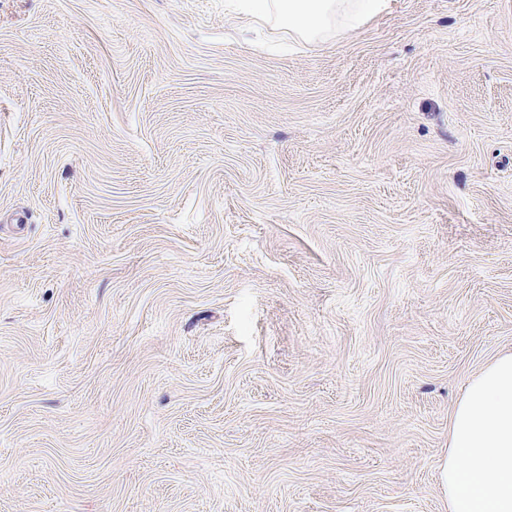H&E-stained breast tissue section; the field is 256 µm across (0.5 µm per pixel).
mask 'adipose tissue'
I'll return each mask as SVG.
<instances>
[{
	"instance_id": "obj_1",
	"label": "adipose tissue",
	"mask_w": 512,
	"mask_h": 512,
	"mask_svg": "<svg viewBox=\"0 0 512 512\" xmlns=\"http://www.w3.org/2000/svg\"><path fill=\"white\" fill-rule=\"evenodd\" d=\"M255 22H275L291 38L315 41L381 13L386 0H245ZM448 512H512V351L468 382L449 419L438 468Z\"/></svg>"
}]
</instances>
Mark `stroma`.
Listing matches in <instances>:
<instances>
[{
  "instance_id": "1",
  "label": "stroma",
  "mask_w": 512,
  "mask_h": 512,
  "mask_svg": "<svg viewBox=\"0 0 512 512\" xmlns=\"http://www.w3.org/2000/svg\"><path fill=\"white\" fill-rule=\"evenodd\" d=\"M504 350L512 0H0V512H448ZM252 20H273L291 38L316 41L381 13L386 0H243Z\"/></svg>"
}]
</instances>
